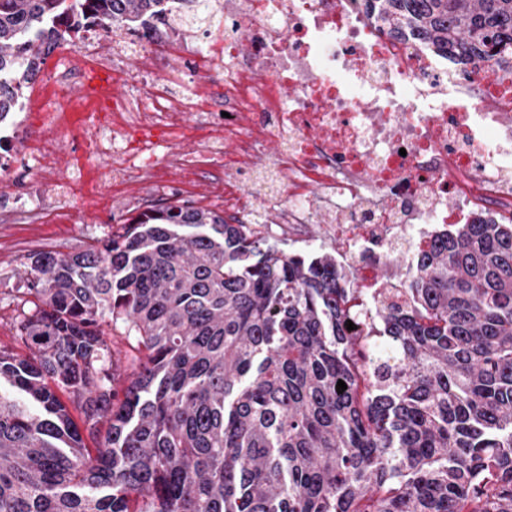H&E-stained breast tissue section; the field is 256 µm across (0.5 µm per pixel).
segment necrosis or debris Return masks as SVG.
<instances>
[{"mask_svg": "<svg viewBox=\"0 0 512 512\" xmlns=\"http://www.w3.org/2000/svg\"><path fill=\"white\" fill-rule=\"evenodd\" d=\"M223 25L188 45L163 23L139 40L114 28L111 63L98 64L111 95L96 112L64 113V99L37 94L47 76L65 91L94 98L88 67L43 42L36 68L5 84L19 113L38 117L34 198L66 199L68 186L38 176L62 143L88 142L107 164L104 187L137 190L150 174L179 192L164 162L168 141L188 138L224 158V217L236 224H315L339 235V255L385 257L414 247L438 225L481 217L512 222V69L493 58L478 70L456 65L409 29H387L364 0H207ZM179 74L180 90L125 59L157 54ZM131 82L136 96L119 88ZM271 189L255 196V159L267 145Z\"/></svg>", "mask_w": 512, "mask_h": 512, "instance_id": "4bbe7bcc", "label": "necrosis or debris"}]
</instances>
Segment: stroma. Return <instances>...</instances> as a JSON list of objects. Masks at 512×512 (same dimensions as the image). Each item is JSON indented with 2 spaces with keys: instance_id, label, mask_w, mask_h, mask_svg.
Segmentation results:
<instances>
[{
  "instance_id": "1",
  "label": "stroma",
  "mask_w": 512,
  "mask_h": 512,
  "mask_svg": "<svg viewBox=\"0 0 512 512\" xmlns=\"http://www.w3.org/2000/svg\"><path fill=\"white\" fill-rule=\"evenodd\" d=\"M105 160L71 150L61 157L53 174L77 176L71 209L50 216L44 224H12L0 220V347L24 353L25 347L14 328L16 296L24 283V269L29 253L36 250L73 252L119 231L123 224L136 219L158 200V184L143 178L136 199L105 190L99 172ZM169 203L183 202L215 211L224 209V160L211 158L183 183L181 193L169 196ZM260 230L269 244L287 254L335 253L336 240L326 224H304L286 228L264 224Z\"/></svg>"
}]
</instances>
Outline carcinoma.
<instances>
[{
	"instance_id": "cac0c4a2",
	"label": "carcinoma",
	"mask_w": 512,
	"mask_h": 512,
	"mask_svg": "<svg viewBox=\"0 0 512 512\" xmlns=\"http://www.w3.org/2000/svg\"><path fill=\"white\" fill-rule=\"evenodd\" d=\"M86 2L0 0V79L43 36L75 43ZM169 4L102 0L101 25ZM366 7L465 67L512 62V0ZM416 250L369 300L336 257L189 204L32 254L29 354L0 348V512H512V222Z\"/></svg>"
}]
</instances>
